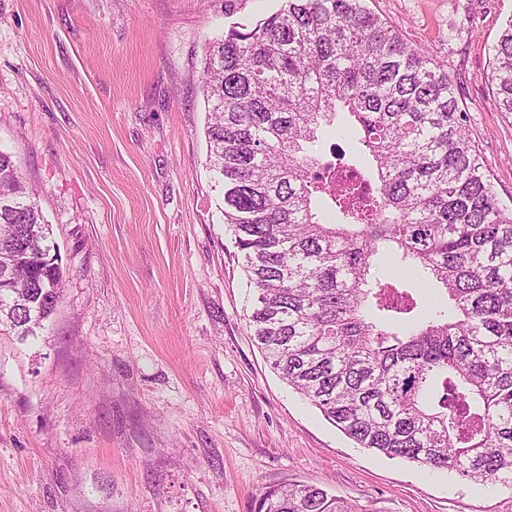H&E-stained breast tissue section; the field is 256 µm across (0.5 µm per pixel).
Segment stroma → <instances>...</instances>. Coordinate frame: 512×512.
Instances as JSON below:
<instances>
[{"label":"stroma","instance_id":"1","mask_svg":"<svg viewBox=\"0 0 512 512\" xmlns=\"http://www.w3.org/2000/svg\"><path fill=\"white\" fill-rule=\"evenodd\" d=\"M447 69L512 207V114L489 82L512 0H365ZM278 0H0V150L50 224L63 299L0 336V512H253L267 488L363 512H512V487L358 447L255 345L206 165V46Z\"/></svg>","mask_w":512,"mask_h":512}]
</instances>
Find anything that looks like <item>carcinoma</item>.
Returning a JSON list of instances; mask_svg holds the SVG:
<instances>
[{"mask_svg":"<svg viewBox=\"0 0 512 512\" xmlns=\"http://www.w3.org/2000/svg\"><path fill=\"white\" fill-rule=\"evenodd\" d=\"M489 79L512 113V20ZM208 165L252 290L271 367L359 447L473 483L512 484V209L466 134L448 72L364 0H281L203 58ZM348 114L362 160L309 144ZM0 335H38L61 300L49 225L0 151ZM383 256L443 289L418 320ZM254 512H354L314 485L275 486Z\"/></svg>","mask_w":512,"mask_h":512,"instance_id":"cac0c4a2","label":"carcinoma"}]
</instances>
